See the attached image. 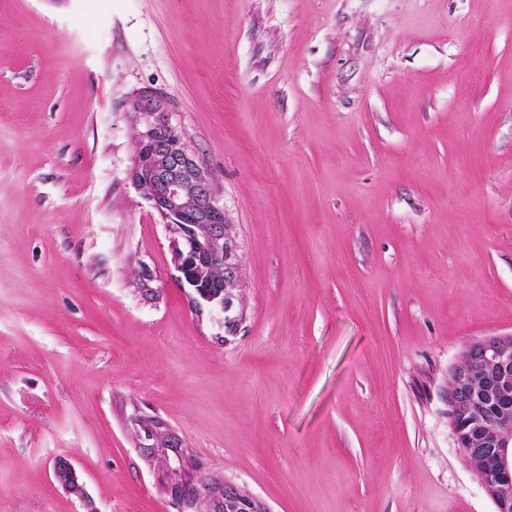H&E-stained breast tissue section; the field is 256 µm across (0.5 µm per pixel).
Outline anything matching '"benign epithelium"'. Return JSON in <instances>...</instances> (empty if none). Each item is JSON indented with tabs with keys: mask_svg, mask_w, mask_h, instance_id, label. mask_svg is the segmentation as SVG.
<instances>
[{
	"mask_svg": "<svg viewBox=\"0 0 512 512\" xmlns=\"http://www.w3.org/2000/svg\"><path fill=\"white\" fill-rule=\"evenodd\" d=\"M137 126L136 161L128 177L164 224L181 280L194 284L199 312L222 320L233 334L241 258L237 236L214 194L211 178L172 124L162 95L142 91L128 102ZM450 420L459 447L474 465L496 512H512V335L493 336L469 346L448 388ZM148 447L173 454L168 488L182 512H266L230 483L187 477L182 444L157 425H142Z\"/></svg>",
	"mask_w": 512,
	"mask_h": 512,
	"instance_id": "1",
	"label": "benign epithelium"
}]
</instances>
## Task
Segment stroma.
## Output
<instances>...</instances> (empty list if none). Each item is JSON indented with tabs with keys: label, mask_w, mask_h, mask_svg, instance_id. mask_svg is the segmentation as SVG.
Wrapping results in <instances>:
<instances>
[{
	"label": "stroma",
	"mask_w": 512,
	"mask_h": 512,
	"mask_svg": "<svg viewBox=\"0 0 512 512\" xmlns=\"http://www.w3.org/2000/svg\"><path fill=\"white\" fill-rule=\"evenodd\" d=\"M147 88L234 336L128 177ZM510 334L512 0H0V512H178L144 422L267 512H494L448 383ZM128 108L137 126L136 161L128 177L143 191L149 187L144 192L169 234L174 262L184 286L192 290L195 308L206 310L212 321L221 319L224 332L233 335L241 322L235 294L241 258L237 236L211 178L172 124L162 95L139 92ZM190 270H195L194 275ZM186 279L198 285L192 287ZM199 282L211 290L197 289Z\"/></svg>",
	"instance_id": "1"
}]
</instances>
